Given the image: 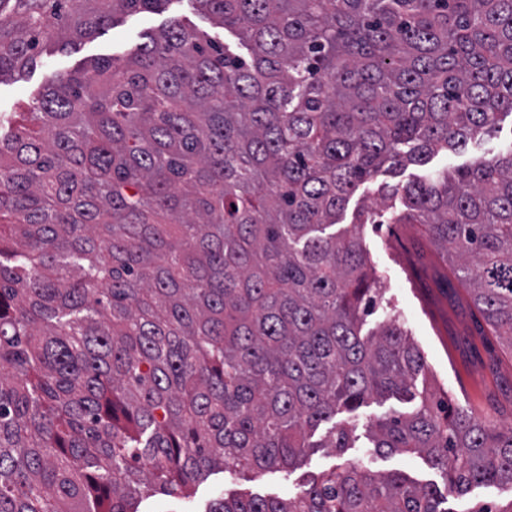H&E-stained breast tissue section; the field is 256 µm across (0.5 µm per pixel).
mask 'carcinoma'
Wrapping results in <instances>:
<instances>
[{
    "label": "carcinoma",
    "instance_id": "1",
    "mask_svg": "<svg viewBox=\"0 0 512 512\" xmlns=\"http://www.w3.org/2000/svg\"><path fill=\"white\" fill-rule=\"evenodd\" d=\"M169 0H0V79ZM242 56L172 20L0 116V512H138L213 469L252 481L368 399L450 494L512 489V427L415 394L423 353L359 233L356 187L512 115V0H194ZM57 18L48 24V11ZM512 348V149L387 189ZM332 423L325 440L317 429ZM439 488L342 464L208 512H444Z\"/></svg>",
    "mask_w": 512,
    "mask_h": 512
}]
</instances>
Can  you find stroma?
<instances>
[{"mask_svg": "<svg viewBox=\"0 0 512 512\" xmlns=\"http://www.w3.org/2000/svg\"><path fill=\"white\" fill-rule=\"evenodd\" d=\"M180 19L223 36L195 9L191 0H170L159 14H122L99 37L77 48L43 51L35 69L19 80L0 82V113L26 111L34 95L59 75L77 68L91 58L123 54L141 43L145 32ZM512 148V117H504L496 132L469 142L455 152H439L423 166L411 165L400 173H384L359 185L347 211L335 227L337 236L352 228L353 214L361 207L373 208V223L362 225L361 236L369 253L373 273L385 293L364 320L363 333L377 331L391 310H399L426 359L420 386L439 387L453 404L465 408L483 421L496 426L512 424V347L496 336L478 335L481 315L475 308L467 285L446 284V271L420 224H391L390 212L403 208L400 198L382 200L384 185L403 184L416 176L462 167L480 158H489ZM415 404L409 400L367 401L357 411L337 415V423L354 428V447L336 454L330 448L313 449L305 465L293 471L269 470L246 482L231 478L228 472L212 471L196 483L190 497L159 494L144 498L139 512H207L218 498L234 493L283 496L303 490L311 476L344 463H358L386 474L400 471L420 483L444 487L438 469L414 454L374 453L367 446L369 423L389 412L407 413Z\"/></svg>", "mask_w": 512, "mask_h": 512, "instance_id": "35a3bbf8", "label": "stroma"}]
</instances>
